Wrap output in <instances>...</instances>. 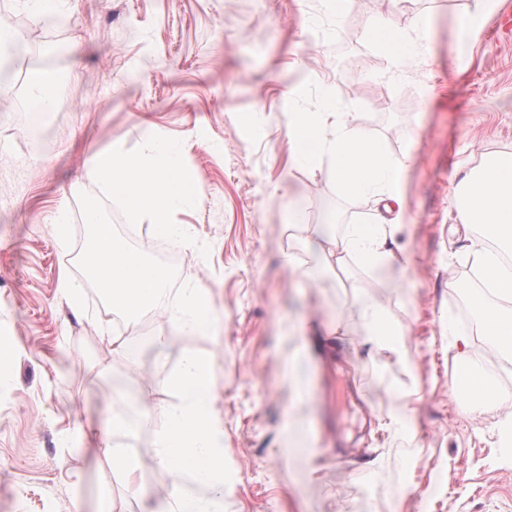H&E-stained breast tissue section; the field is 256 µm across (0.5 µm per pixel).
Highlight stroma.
Listing matches in <instances>:
<instances>
[{
  "label": "stroma",
  "mask_w": 512,
  "mask_h": 512,
  "mask_svg": "<svg viewBox=\"0 0 512 512\" xmlns=\"http://www.w3.org/2000/svg\"><path fill=\"white\" fill-rule=\"evenodd\" d=\"M0 5L66 49L29 62L53 80L42 125L17 109L26 84L11 83L0 99V130L12 132L0 137V341L15 347L0 373V512H99L106 497L140 512L155 500L163 417L115 436L107 419L120 379L148 403L171 401L165 381L191 350L214 360L231 477L224 512H512V461L496 430L512 411V383L492 374L500 396L480 400L474 416L451 396L448 369L455 336L476 337L451 291L480 239L457 223L449 198L484 154L512 152V36L499 27L512 0H498L465 52L457 23L476 0H413L410 11L429 18L431 54L391 83L363 31L382 18L405 24L408 11L393 0H355L340 17L324 0H64L55 18L35 16L26 0ZM326 89L389 154L413 157L394 243L419 257L411 273L379 274L352 259L322 268L321 248L334 238L327 216L346 225L376 215L373 200L346 196L328 167L293 164L288 115L317 111ZM149 128L181 140L194 174L197 204L174 220L209 247L203 260L181 255L185 282L208 290L216 322L209 335L184 336L149 317L168 342L132 360L106 336L113 321L92 287L75 313L58 283L82 276L78 195L100 193L89 155L138 147ZM298 204L301 228L288 222ZM291 249L319 275L297 279L285 262ZM359 296L386 311L411 363L365 342ZM324 324L340 334L322 335ZM292 362L311 391L301 400L287 383ZM399 393L415 410L400 434L387 427ZM107 439L140 457L141 498L102 456ZM405 485L411 492L399 497Z\"/></svg>",
  "instance_id": "obj_1"
}]
</instances>
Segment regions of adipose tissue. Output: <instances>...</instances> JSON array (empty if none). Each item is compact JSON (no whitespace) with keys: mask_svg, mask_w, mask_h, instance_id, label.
Instances as JSON below:
<instances>
[{"mask_svg":"<svg viewBox=\"0 0 512 512\" xmlns=\"http://www.w3.org/2000/svg\"><path fill=\"white\" fill-rule=\"evenodd\" d=\"M426 29V18L415 14L407 25L383 20L370 26L366 34L399 71L411 59L428 53ZM287 135L296 164L312 170L330 165L337 184L347 194L373 197L388 212L402 208L400 188L410 168L409 156L388 155L330 93H323L317 111L289 113ZM454 207L458 223L476 225L484 239L512 250V152L487 155L466 171L456 186ZM392 240V225H348L336 259L341 262L353 256L368 267L396 264L409 270L412 254L394 252ZM469 257L488 285L487 290L472 292L487 349L511 355L512 309L507 303L512 300V268L482 247H471ZM357 310L369 343L408 358L380 306L361 299ZM213 371L210 354L187 352L167 382L175 397L173 403L156 409L142 401L131 410L113 411L110 418L113 434L130 435L154 413L163 414L165 423L156 434L154 448L156 471L168 488L161 512H224V498L219 494L227 482L221 446L224 422L213 405Z\"/></svg>","mask_w":512,"mask_h":512,"instance_id":"1","label":"adipose tissue"}]
</instances>
